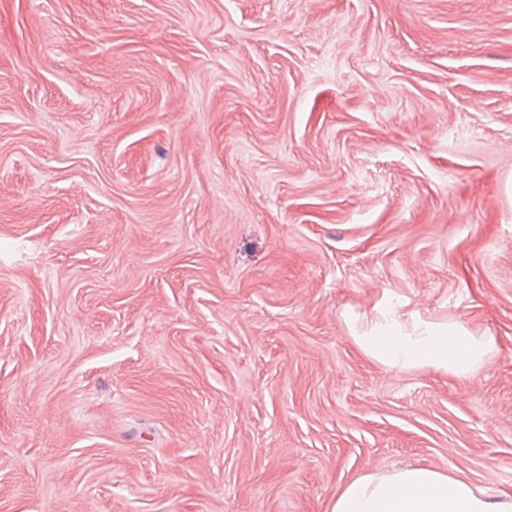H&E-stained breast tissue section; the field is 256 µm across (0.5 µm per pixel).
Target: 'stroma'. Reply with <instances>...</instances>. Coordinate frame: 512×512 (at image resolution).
I'll return each mask as SVG.
<instances>
[{"instance_id":"stroma-1","label":"stroma","mask_w":512,"mask_h":512,"mask_svg":"<svg viewBox=\"0 0 512 512\" xmlns=\"http://www.w3.org/2000/svg\"><path fill=\"white\" fill-rule=\"evenodd\" d=\"M511 179L512 0H0V512L512 493ZM354 339L365 355L384 366L428 368L458 377L475 373L494 349L491 342L473 336L460 324L415 320L407 326L393 304L385 306ZM512 495L490 498L469 482L428 467L375 470L336 495L331 512H511Z\"/></svg>"}]
</instances>
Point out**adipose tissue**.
<instances>
[{"instance_id":"1","label":"adipose tissue","mask_w":512,"mask_h":512,"mask_svg":"<svg viewBox=\"0 0 512 512\" xmlns=\"http://www.w3.org/2000/svg\"><path fill=\"white\" fill-rule=\"evenodd\" d=\"M355 341L384 366L428 368L458 377L475 373L493 350L491 342L459 324H405L393 304ZM331 512H512V495L493 499L467 481L428 467L378 469L343 487Z\"/></svg>"}]
</instances>
